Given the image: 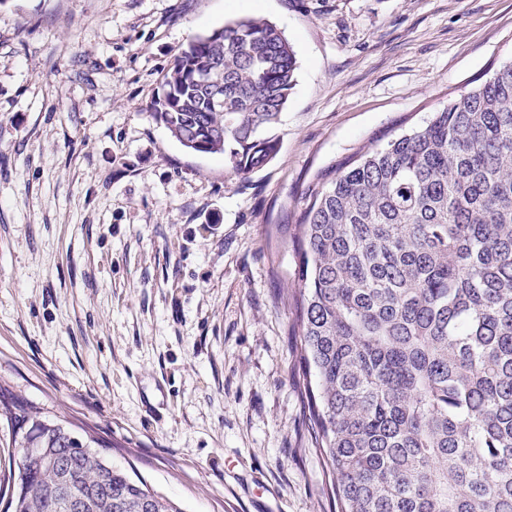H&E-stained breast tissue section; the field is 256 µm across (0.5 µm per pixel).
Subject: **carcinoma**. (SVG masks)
<instances>
[{
    "label": "carcinoma",
    "mask_w": 512,
    "mask_h": 512,
    "mask_svg": "<svg viewBox=\"0 0 512 512\" xmlns=\"http://www.w3.org/2000/svg\"><path fill=\"white\" fill-rule=\"evenodd\" d=\"M296 75L275 25L229 21L174 59L151 115L247 175L278 152ZM304 203L281 242L298 256L300 378L336 512H512V61L317 172ZM0 422L4 512H181L1 384Z\"/></svg>",
    "instance_id": "obj_1"
}]
</instances>
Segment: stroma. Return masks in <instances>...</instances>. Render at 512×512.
I'll return each instance as SVG.
<instances>
[{"instance_id":"1","label":"stroma","mask_w":512,"mask_h":512,"mask_svg":"<svg viewBox=\"0 0 512 512\" xmlns=\"http://www.w3.org/2000/svg\"><path fill=\"white\" fill-rule=\"evenodd\" d=\"M280 29L279 150L241 176L149 115L197 35ZM512 58V0H0V380L182 512H334L286 301L321 170Z\"/></svg>"}]
</instances>
